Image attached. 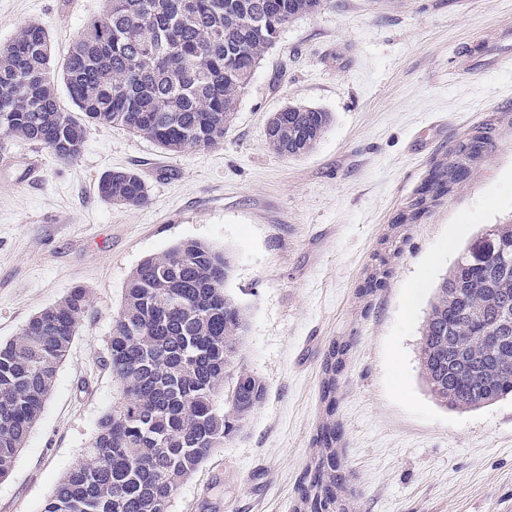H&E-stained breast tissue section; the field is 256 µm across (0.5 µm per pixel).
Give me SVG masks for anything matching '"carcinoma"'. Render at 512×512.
Returning <instances> with one entry per match:
<instances>
[{
  "label": "carcinoma",
  "instance_id": "obj_1",
  "mask_svg": "<svg viewBox=\"0 0 512 512\" xmlns=\"http://www.w3.org/2000/svg\"><path fill=\"white\" fill-rule=\"evenodd\" d=\"M324 0H105L61 68L40 23L0 45V151L15 138L48 147L61 162L81 154L88 125L121 127L168 152L207 150L224 139L265 52L295 18ZM63 82L80 115L61 108ZM330 113L290 105L273 113L266 138L287 157L312 151ZM476 128L451 162L434 164L417 190L415 220L450 192L487 151ZM99 196L137 207L148 186L129 168L102 176ZM512 224H492L435 289L421 331V376L451 410L512 397ZM225 254L197 241L143 259L112 323L105 365L119 384L97 432L46 501L44 512H168L178 486L224 446L262 403L265 384L241 362L246 315L225 291ZM82 289L33 316L0 343V478L37 423L87 308ZM347 345L324 361L326 419L299 485L295 512H350L333 419L336 376Z\"/></svg>",
  "mask_w": 512,
  "mask_h": 512
}]
</instances>
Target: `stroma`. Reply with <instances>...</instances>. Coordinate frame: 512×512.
I'll return each mask as SVG.
<instances>
[{
    "mask_svg": "<svg viewBox=\"0 0 512 512\" xmlns=\"http://www.w3.org/2000/svg\"><path fill=\"white\" fill-rule=\"evenodd\" d=\"M103 6L0 0V45L38 22L62 63ZM508 29L512 0H325L284 28L210 149L168 154L112 126L91 127L69 163L11 143L0 162V341L72 289H85L90 307L0 479V512H43L81 459L117 393L105 357L129 276L191 240L230 261L225 289L247 312L243 362L266 397L177 488L168 512H294L335 341L350 344L335 418L354 512H512V399L447 409L424 386L418 354L441 279L483 227L512 218V61L484 73L466 64ZM288 105L331 115L298 158L265 141L268 119ZM477 127L485 157L422 217L396 225L433 164ZM124 168L148 184L145 205L98 196L100 176ZM429 262L433 276L406 312ZM379 267L381 286L364 293Z\"/></svg>",
    "mask_w": 512,
    "mask_h": 512,
    "instance_id": "stroma-1",
    "label": "stroma"
}]
</instances>
